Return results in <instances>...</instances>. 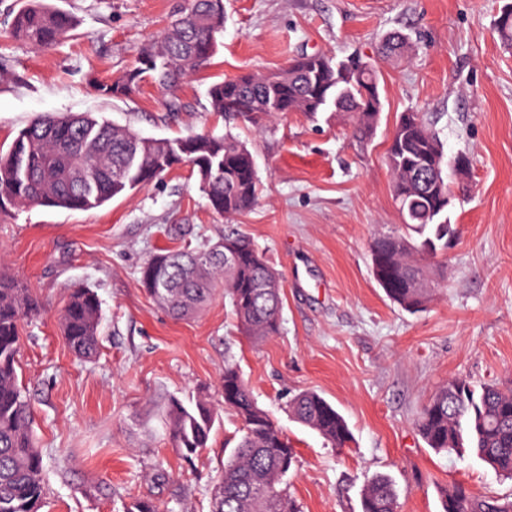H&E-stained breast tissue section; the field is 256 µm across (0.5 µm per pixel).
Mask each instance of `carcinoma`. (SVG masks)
<instances>
[{
    "instance_id": "1",
    "label": "carcinoma",
    "mask_w": 512,
    "mask_h": 512,
    "mask_svg": "<svg viewBox=\"0 0 512 512\" xmlns=\"http://www.w3.org/2000/svg\"><path fill=\"white\" fill-rule=\"evenodd\" d=\"M223 0H190L160 37L141 49L137 65L100 87L114 98H130L150 79L173 87L206 66L217 52L216 35ZM67 11L49 0H24L14 15L13 36L36 48L53 47L74 30ZM502 44L512 48V3L495 21ZM408 38L393 32L380 44L379 57L400 62L409 57ZM212 111L224 122L260 127L287 112L310 117L332 105L347 116L359 137L373 136L382 102L379 72L360 57L336 62L324 53H301L272 77L245 72L212 83ZM186 164L209 207L229 220L251 210L259 196L256 160L231 134H190L166 139L144 137L133 129L91 112L47 114L22 129L0 153V215L13 208L42 206L71 211L98 208L114 197L146 187L177 165ZM393 198L405 220L402 231L379 235L370 244L374 278L401 309L422 310L435 287L428 261L448 248V175L445 154L433 126L418 112L396 121L387 153ZM224 252L209 246L156 252L141 271V283L175 316L202 307L216 293L242 332L255 341L275 334L283 309L276 272L248 235L224 227ZM41 304L24 284L0 274V512H39L44 498V456L36 442L31 405L17 367L22 324L39 315ZM101 303L90 288H76L60 316L64 339L82 358L99 344ZM222 407L241 423V438L214 488L210 512H300L280 487L296 453L278 424L257 403L236 366H224ZM291 416L333 448L352 436L344 418L319 393L307 390L288 402ZM217 411L198 397L185 405L172 400L167 427L174 446L187 454L207 447ZM416 428L437 453H471L496 473L512 478V387L473 385L454 378L440 386L422 407ZM443 512H512V499L472 496L455 485L445 490ZM362 512H397V495L386 476L364 489ZM126 512H163L151 498H134Z\"/></svg>"
}]
</instances>
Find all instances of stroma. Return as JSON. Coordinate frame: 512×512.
I'll list each match as a JSON object with an SVG mask.
<instances>
[{"label": "stroma", "instance_id": "1", "mask_svg": "<svg viewBox=\"0 0 512 512\" xmlns=\"http://www.w3.org/2000/svg\"><path fill=\"white\" fill-rule=\"evenodd\" d=\"M54 2L76 18V35L39 51L8 33L22 0H0V151L44 114L92 112L154 138L232 132L253 152L261 186L237 222L278 272L283 310L279 332L256 343L223 296L177 320L141 286L158 249L224 233L186 166L88 211L36 206L0 217V273L43 307L24 328L18 371L44 453L41 512H124L138 497L165 512H210L240 423L220 412L207 448L188 457L164 415L172 399L198 392L219 401L228 363L296 452L284 485L301 512H361L379 474L392 479L398 512H442V489L457 484L512 498V479L473 456L435 453L415 427L449 379L512 383V49L494 31L505 0H224L210 66L175 89L143 83L129 99L99 86L132 69L187 0ZM392 31L408 38V61H380ZM301 52L376 63L383 107L370 141L330 108L263 128H228L212 112V82L280 70ZM409 111L426 115L447 160L469 159L451 181L454 233L437 258L439 286L415 314L386 297L368 256L371 239L401 222L386 153ZM80 287L101 301L90 360L69 349L59 323ZM304 390L336 406L349 447L332 448L291 417L288 402ZM157 470L164 480H149Z\"/></svg>", "mask_w": 512, "mask_h": 512}]
</instances>
